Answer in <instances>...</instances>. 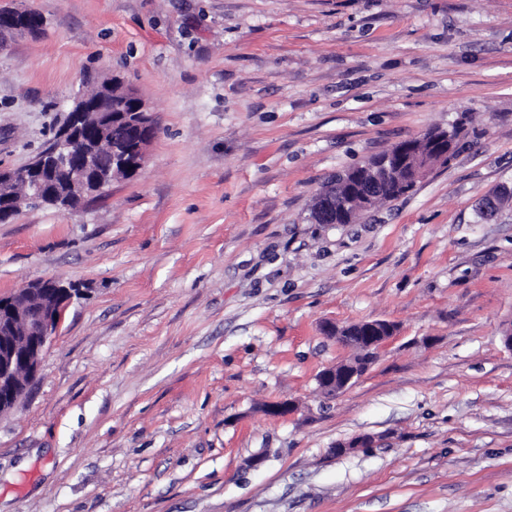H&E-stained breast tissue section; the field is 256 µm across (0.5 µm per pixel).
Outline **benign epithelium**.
<instances>
[{
  "instance_id": "obj_1",
  "label": "benign epithelium",
  "mask_w": 512,
  "mask_h": 512,
  "mask_svg": "<svg viewBox=\"0 0 512 512\" xmlns=\"http://www.w3.org/2000/svg\"><path fill=\"white\" fill-rule=\"evenodd\" d=\"M75 104L79 111L69 113L67 122L55 133L47 149L38 154L24 168L27 184L35 195L48 204H57L51 182L45 177L50 167L71 170L68 197L65 207L74 208L88 196L99 192L115 178L135 175L146 161L148 139L141 137L135 142L132 153L136 163L122 158L105 173L95 166V154L87 146L83 132H94L103 138L107 134L108 121L104 113L95 109L90 98L79 96ZM451 152L444 138L428 140L421 136L417 142L389 152L383 170L372 172L369 164L362 176L349 173L341 181L325 183L314 196V217L323 224H333L337 215L348 221H356L378 203L392 188L418 184L434 167L448 164ZM18 170L0 169V208L13 209L11 188L16 182ZM512 198V192L498 191L486 197L481 209L491 217L501 205L503 196ZM76 295V291L64 285L58 278H46L30 282L12 296L0 298V415L14 409L26 394L30 382L39 374L43 355L54 337L64 309ZM357 343L373 352L396 333V326L382 319L360 322L352 330ZM362 375L355 365L337 364L325 369L319 376L323 389L331 395L352 386Z\"/></svg>"
}]
</instances>
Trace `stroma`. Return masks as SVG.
Listing matches in <instances>:
<instances>
[{
	"label": "stroma",
	"mask_w": 512,
	"mask_h": 512,
	"mask_svg": "<svg viewBox=\"0 0 512 512\" xmlns=\"http://www.w3.org/2000/svg\"><path fill=\"white\" fill-rule=\"evenodd\" d=\"M13 7L46 24L0 40V168L88 73L156 132L102 197L0 223V297L80 290L0 415V512H512V204L478 209L512 187V0ZM463 113L413 193L310 222L329 178ZM372 319L395 335L323 393L335 329ZM123 86L126 93V100H131V104L137 109V112H131L132 106L130 102L125 101L123 98L115 95L105 101L104 108L106 112H129L121 113V120L131 122L130 118H132V115H136L139 112H148V110L143 101L132 89L126 87L124 84Z\"/></svg>",
	"instance_id": "1"
}]
</instances>
